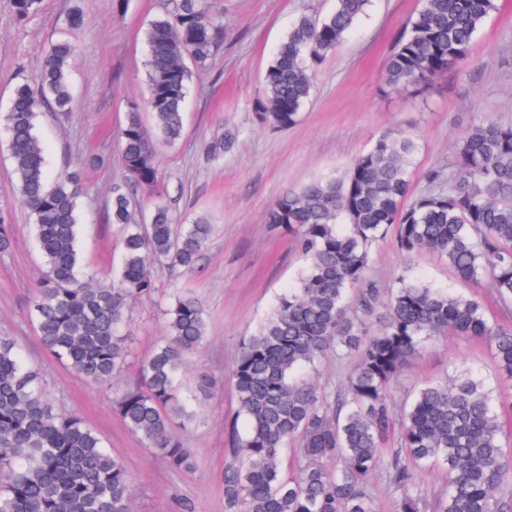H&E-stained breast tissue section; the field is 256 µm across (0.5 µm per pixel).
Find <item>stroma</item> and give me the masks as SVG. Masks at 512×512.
<instances>
[{"instance_id": "obj_1", "label": "stroma", "mask_w": 512, "mask_h": 512, "mask_svg": "<svg viewBox=\"0 0 512 512\" xmlns=\"http://www.w3.org/2000/svg\"><path fill=\"white\" fill-rule=\"evenodd\" d=\"M168 2L80 0L85 23L72 64L70 109H48L39 119L50 173L82 172L81 268L103 280L115 275L122 252L121 234L109 221L112 189L124 182L119 131L129 102L148 96L145 31ZM334 6L335 0H224V36L209 69L193 76L182 136L159 149V191L136 192L146 205L165 202L174 223L203 217L218 230L194 271L176 278L156 269L155 294L130 303L131 355L111 386L75 376L41 343L30 309L43 260L33 218L15 193L0 121V209L9 210L14 226L12 249L0 256V336L13 338L27 363L41 370L60 411L81 416L105 447L125 460L135 512H176L181 499L192 502L195 512H224L226 420L237 408L232 369L238 344L296 284L303 267L288 233L266 222L274 201L289 189L346 170L387 129L418 140L411 191L420 193L429 187L428 172L452 163L459 138L476 119L512 118V0H497L459 71L424 94L385 89L380 79L419 0H372L354 32L317 69L298 123L283 130L259 127L253 103L275 49L299 16L318 18ZM68 7L69 0H45L38 15L21 21L13 0H0V118L15 82L38 72ZM230 131L232 145L210 159L208 145ZM405 271L434 287L478 298L494 320L512 325V303L501 301L487 280L460 281L444 259L428 251L408 260L390 240L374 246L370 276L382 287H392ZM177 283L195 292L209 320L206 339L182 377L197 411L195 422L180 432L194 459L193 469L182 472L169 470L112 406L116 393L135 383L141 360L165 337L163 310ZM467 369L497 381L489 343L455 336L429 341L393 385L392 400L402 406L419 386ZM204 377L209 386L203 390Z\"/></svg>"}]
</instances>
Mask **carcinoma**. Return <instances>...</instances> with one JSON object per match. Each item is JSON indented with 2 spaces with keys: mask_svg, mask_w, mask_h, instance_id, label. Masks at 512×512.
<instances>
[{
  "mask_svg": "<svg viewBox=\"0 0 512 512\" xmlns=\"http://www.w3.org/2000/svg\"><path fill=\"white\" fill-rule=\"evenodd\" d=\"M43 0H13L17 18L37 15ZM370 0H336L327 15H302L268 65L254 103L259 125L294 126L311 96L313 73L356 27ZM497 9L496 0H421L387 58L384 87L426 91L467 57ZM77 5L61 20L39 73L14 86L4 115L16 193L31 211L44 270L32 313L48 352L73 374L110 385L129 356V302L155 290L154 269L190 271L214 225L175 224L168 206L145 214L128 189L158 181L156 143H175L194 71L207 69L224 29L220 0H172L146 32L148 132L133 103L120 130L126 184L112 192V223L123 235L117 279L79 267L77 171L50 176L37 134L40 112L72 101V33ZM415 138L380 134L338 175L279 197L267 223L286 227L305 260L296 286L239 344L233 378L237 410L224 468V512H376L370 491L382 473L397 512H512V451L503 443L501 404L470 371L418 387L399 412L390 387L405 364L439 336L489 340L502 380H512V326L490 317L476 298L431 288L401 274L380 288L369 275L374 244L394 230L405 257L431 251L462 281L483 278L512 302V119L483 117L466 130L452 170L411 196ZM13 225L0 211V254ZM167 334L124 389L114 411L173 471L194 462L172 420L194 421L180 376L205 341L207 315L189 291L164 310ZM357 355L343 386H316L305 375L329 352ZM296 446L293 473L283 457ZM443 465L448 482L430 493L419 471ZM0 512H134L132 476L123 461L76 415L46 397L39 370L19 345L0 336Z\"/></svg>",
  "mask_w": 512,
  "mask_h": 512,
  "instance_id": "cac0c4a2",
  "label": "carcinoma"
}]
</instances>
